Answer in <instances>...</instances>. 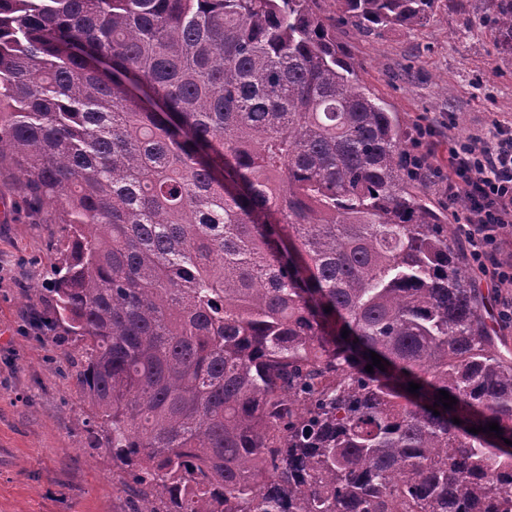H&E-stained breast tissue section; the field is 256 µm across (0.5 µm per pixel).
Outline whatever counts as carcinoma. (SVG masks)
<instances>
[{"label": "carcinoma", "instance_id": "obj_1", "mask_svg": "<svg viewBox=\"0 0 512 512\" xmlns=\"http://www.w3.org/2000/svg\"><path fill=\"white\" fill-rule=\"evenodd\" d=\"M436 2L0 0V164L130 512H512V361L336 40Z\"/></svg>", "mask_w": 512, "mask_h": 512}]
</instances>
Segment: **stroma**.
Returning a JSON list of instances; mask_svg holds the SVG:
<instances>
[{
	"instance_id": "stroma-1",
	"label": "stroma",
	"mask_w": 512,
	"mask_h": 512,
	"mask_svg": "<svg viewBox=\"0 0 512 512\" xmlns=\"http://www.w3.org/2000/svg\"><path fill=\"white\" fill-rule=\"evenodd\" d=\"M483 10L482 0H437L431 19L411 30H336L406 131L433 126V163L443 170L455 143L512 128V59L496 54ZM0 204V512H128L112 458L87 423L75 344L38 325L51 315L54 212L32 213L7 165Z\"/></svg>"
}]
</instances>
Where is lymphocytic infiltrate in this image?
I'll return each mask as SVG.
<instances>
[{"label":"lymphocytic infiltrate","instance_id":"f902f5d3","mask_svg":"<svg viewBox=\"0 0 512 512\" xmlns=\"http://www.w3.org/2000/svg\"><path fill=\"white\" fill-rule=\"evenodd\" d=\"M448 197L463 212L459 233L471 246V260L495 288L512 289V253L503 231L512 228V133L476 136L448 156Z\"/></svg>","mask_w":512,"mask_h":512}]
</instances>
